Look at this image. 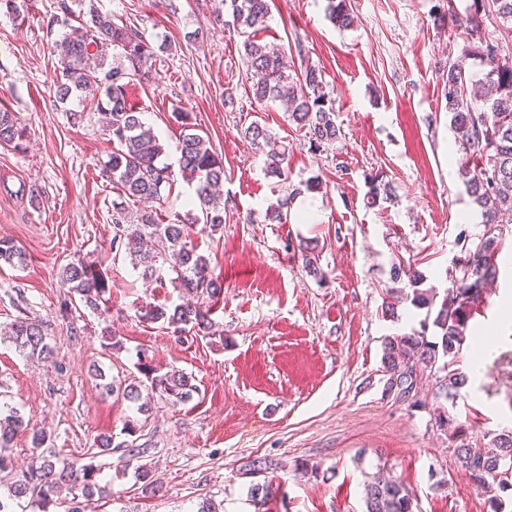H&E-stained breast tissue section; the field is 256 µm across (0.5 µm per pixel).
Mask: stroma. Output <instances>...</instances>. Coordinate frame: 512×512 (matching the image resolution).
<instances>
[{
    "label": "stroma",
    "instance_id": "35a3bbf8",
    "mask_svg": "<svg viewBox=\"0 0 512 512\" xmlns=\"http://www.w3.org/2000/svg\"><path fill=\"white\" fill-rule=\"evenodd\" d=\"M437 2L350 0L354 24L341 30L326 15L327 0H272L263 39L283 49L302 44L333 91L340 134L314 154L280 104L253 99L240 33L215 18L219 0H98L167 46L156 78L134 80L127 92L163 144V162L178 161L174 114L182 109L224 159V230L194 237L224 282L216 333L183 344L163 323L138 316L148 302L179 303L178 290L142 279L112 248L117 194L100 174L112 143L95 102L54 101L53 0H28L21 20L0 11V103L28 132L26 152L0 148V238L25 257L19 268L0 264V327L41 319L57 350L50 367L0 344V394L69 458L90 456L99 436L112 435L98 476L108 496L91 498L85 512H197L206 500L220 512H365L364 485L380 473L405 484L413 512H512V489L494 508L459 468L434 421L445 403L436 378L400 402L381 363L383 338L412 333L426 316L391 280L392 263H414L425 287L445 292L460 237L474 242L484 230L465 219L473 205L441 93L442 73L464 40L434 23ZM254 121L287 144V180L269 177L243 138ZM377 170L394 195L373 206L365 177ZM310 179L321 188L295 199L289 223L266 221L289 186ZM302 240L315 245L324 279L294 257ZM79 258L112 278L108 318L82 307L66 320L58 314L62 270ZM510 291L512 266L503 265L469 322L468 341L498 322L497 298ZM391 296L397 315L387 318ZM108 330L121 339L119 352L104 348ZM492 344L479 396L461 389L449 410L477 444L487 431L512 429V335ZM142 352L192 374L200 393L179 406L154 399L135 455L123 446V428L137 409L102 394L94 370L138 378ZM257 458L267 467L250 472ZM142 465L161 492L143 491ZM264 482L277 495L260 509L250 489Z\"/></svg>",
    "mask_w": 512,
    "mask_h": 512
}]
</instances>
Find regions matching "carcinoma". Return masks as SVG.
Here are the masks:
<instances>
[{"instance_id": "carcinoma-1", "label": "carcinoma", "mask_w": 512, "mask_h": 512, "mask_svg": "<svg viewBox=\"0 0 512 512\" xmlns=\"http://www.w3.org/2000/svg\"><path fill=\"white\" fill-rule=\"evenodd\" d=\"M231 12L234 26L243 36L241 56L253 73L254 98L258 102L279 101L288 112V120L304 133L309 150L315 154L337 139L339 128L334 120V98L327 89L321 70L309 63L294 74L286 73L283 56L273 45L257 40L267 28L271 16L270 0H220ZM330 21L340 28L353 23L350 0H328ZM494 20L498 34L487 32V21ZM464 29L467 45L463 57H473L483 67L481 84L484 93L469 91L472 75L458 63L448 65L442 74L443 95L450 116L455 142L472 166L462 168L461 176L467 195L477 206L484 231L478 243L465 248L461 263L448 272L451 287L443 297L431 289H420L424 277L411 262L392 264L391 279L407 280L412 288L411 302L427 309L421 330L385 339L382 365L387 388L396 399L413 396L420 380L443 373L440 393L455 399L466 386L467 376L455 368L466 340L469 321L486 299L485 287L497 274L496 260L502 227L512 224V0H470L465 16L456 19ZM63 30L61 38L51 45L57 56L53 95L64 104L71 97L92 90L97 108L103 112L106 131L112 140V153L102 165V176L118 191L121 202H112V241L124 247L134 267L142 268L145 279H162L160 264L172 258L175 264L170 279L173 287L196 297V301L168 306L147 303L139 310V318L147 322L164 321L177 339L189 333L211 334L213 306L223 293L220 276L214 273L209 257L198 252L191 235L195 231L213 234L224 226V202L217 192L224 181L223 158L210 142L193 131L190 112L176 113L182 132L178 141L179 171L194 187L185 216L161 217L157 205L163 191L172 189L175 171L160 162L165 152L153 130L146 126L140 112L130 104L127 88L135 77L151 73L157 48L134 26L118 24L102 12L94 0H54L47 28ZM117 49L124 64L107 62L109 49ZM264 157L265 171L282 178L288 170V150L271 131L257 122L243 129ZM27 129L15 113L0 104V147L26 150ZM372 202L393 194L391 183L383 173L367 178ZM301 194L295 188L270 207L269 221L288 223L292 200ZM137 204L136 222L129 223V203ZM312 244L299 243L307 272L323 278V272L310 256ZM0 261L21 265L24 256L8 239H0ZM63 286L67 288L60 312L67 316L81 304L104 317L109 308L103 306L109 292L104 274L93 264L76 260L63 270ZM434 339H429V328ZM10 342L30 358L49 361L53 349L47 342L45 325L39 319L19 318L0 329V343ZM138 370L150 383L151 393H158L174 404H186L198 393L192 377L174 368L160 371L140 355ZM99 387L105 394L137 406L140 413L151 409V398L143 395L141 383L107 376L96 370ZM31 431L30 451L40 463L26 470L16 469L6 451L19 431ZM50 436L43 430L28 427L17 409L0 404V487L8 495L0 496V512H15L14 501L29 499L32 512H50L55 505L67 503L63 492L80 490L91 498L103 493L96 481L97 466L79 459H65L48 446ZM448 441L463 472L489 496L499 501L498 492L512 486L505 476L512 468V431L492 436L491 449L470 443L464 434L452 431ZM251 495L259 506L273 499L276 491L270 484L256 483ZM366 512H413L412 497L406 486L396 479H375L364 486Z\"/></svg>"}]
</instances>
